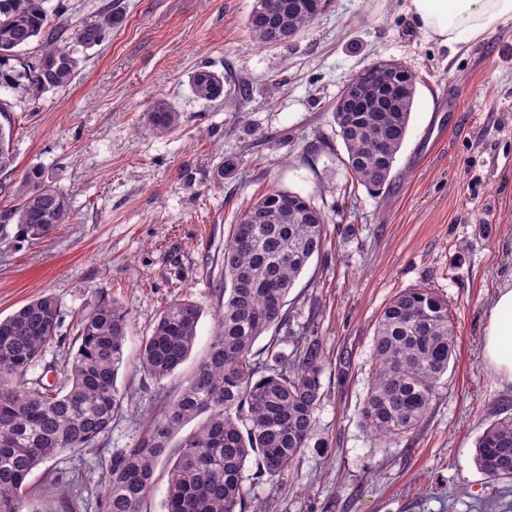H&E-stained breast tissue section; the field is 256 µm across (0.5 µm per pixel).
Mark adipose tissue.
Returning a JSON list of instances; mask_svg holds the SVG:
<instances>
[{"instance_id": "obj_1", "label": "adipose tissue", "mask_w": 512, "mask_h": 512, "mask_svg": "<svg viewBox=\"0 0 512 512\" xmlns=\"http://www.w3.org/2000/svg\"><path fill=\"white\" fill-rule=\"evenodd\" d=\"M407 9L421 32L447 46L481 40L512 21V0H407ZM483 358L512 383V280L498 288L489 309Z\"/></svg>"}]
</instances>
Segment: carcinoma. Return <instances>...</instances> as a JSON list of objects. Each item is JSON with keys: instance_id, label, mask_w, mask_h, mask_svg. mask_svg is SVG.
<instances>
[{"instance_id": "cac0c4a2", "label": "carcinoma", "mask_w": 512, "mask_h": 512, "mask_svg": "<svg viewBox=\"0 0 512 512\" xmlns=\"http://www.w3.org/2000/svg\"><path fill=\"white\" fill-rule=\"evenodd\" d=\"M45 0H0V90L36 98L68 86L80 57L100 45L123 22L104 9L97 19L69 28L54 24ZM327 0H274L271 14L255 4L247 28L261 45L281 44L311 24ZM38 42L34 57L24 48ZM193 94L212 101L224 95V75L201 68L190 79ZM416 76L401 65L375 71L370 83L349 79L339 97L361 100L359 121L334 112L345 145L346 166L372 191L389 180L408 131ZM180 113L164 101L143 117L156 137L172 134ZM384 142L385 151L375 149ZM12 127L0 123V173L13 171ZM19 202L4 220L17 237L38 241L69 216L67 197L42 171L27 172ZM326 218L311 200L272 187L242 214L224 242V301L209 350L177 398L129 448L109 458L100 512H144L158 461L190 421L195 430L179 444L168 470L164 512H245L249 491L245 463L255 456L260 471L277 477L307 447L321 402V349L315 336L294 337L291 354L267 350L260 360L256 340L285 321L290 289L325 244ZM51 296L24 304L0 320V512H32L26 479L67 450L91 448L124 410L116 379L124 361L128 310L103 301L80 322L77 350L54 387L25 381L59 327ZM200 310L189 300L164 309L143 338L139 369L159 384L191 354ZM373 368L358 410L362 428L384 443L413 432L431 409L442 378L456 359L457 338L448 301L429 288L398 293L383 309L373 337ZM475 460L493 479L512 480V414L491 422L475 445ZM55 482L68 491L62 508L73 512L82 483L67 471Z\"/></svg>"}]
</instances>
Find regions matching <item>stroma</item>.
Listing matches in <instances>:
<instances>
[{
	"mask_svg": "<svg viewBox=\"0 0 512 512\" xmlns=\"http://www.w3.org/2000/svg\"><path fill=\"white\" fill-rule=\"evenodd\" d=\"M125 19L81 55L71 84L35 100L10 92L12 174L0 175V214L17 204L22 175L40 169L71 214L45 239L0 231V318L55 297L60 324L42 365L52 381L79 318L102 300L129 311L117 376L124 410L91 449L33 470L38 512H61L51 468H79L89 488L78 512H96L104 459L143 434L194 373L215 334L224 242L269 187L307 197L327 218L325 245L288 294L285 322L254 345L318 337L321 402L313 435L276 478L256 460L244 471L249 512H512V482L494 481L474 448L512 414V384L486 366L482 335L498 286L512 277V22L459 49L429 39L405 0H329L296 37L262 47L246 21L254 0H120ZM375 59L417 77L408 134L392 181L370 193L345 165L333 106L345 82ZM224 76V96L196 98L191 75ZM460 110L440 118L444 91ZM181 114L173 134L142 131L155 100ZM236 161L224 174V160ZM408 288L448 302L458 342L418 428L385 445L358 408L372 368L377 319ZM200 310L190 357L161 384L136 368L143 337L173 301Z\"/></svg>",
	"mask_w": 512,
	"mask_h": 512,
	"instance_id": "stroma-1",
	"label": "stroma"
}]
</instances>
